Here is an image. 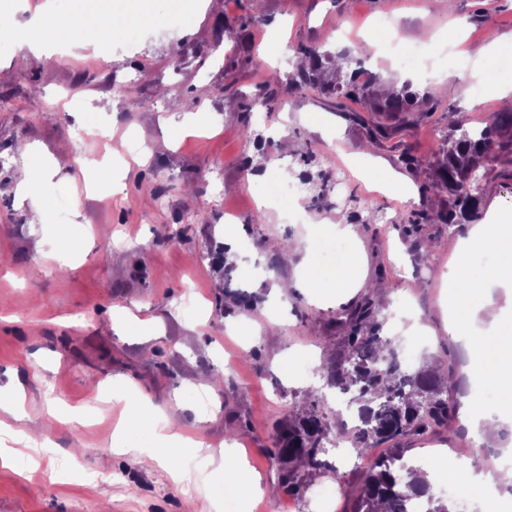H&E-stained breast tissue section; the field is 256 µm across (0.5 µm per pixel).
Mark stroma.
<instances>
[{
	"label": "stroma",
	"mask_w": 512,
	"mask_h": 512,
	"mask_svg": "<svg viewBox=\"0 0 512 512\" xmlns=\"http://www.w3.org/2000/svg\"><path fill=\"white\" fill-rule=\"evenodd\" d=\"M43 2L12 0L0 13L7 27L0 34V388L19 387L25 397L22 418L0 412V431L41 474L35 488L19 470L0 465V512H183L189 498L216 502L220 512H255L293 500L270 490L278 466L273 425L307 408L321 390L318 367L342 342L337 315L377 280L387 286L374 295L387 336H403L412 315L427 327L424 340L405 338L404 356L454 370L465 399L495 411L496 391L468 380L469 351L448 333L454 285L446 274L467 230L426 224L414 235L407 220L452 204L431 187L451 124H479L503 109L496 87L512 81V50L502 46L512 39V0H455L450 12L440 0H263L258 11L251 0H176L163 29L119 26L111 46H55L40 63L19 68L27 48L13 30ZM379 17L391 19L404 41L431 45L434 66L451 76L447 92L438 91L437 78L420 77V58L402 67L392 60L384 33L367 31ZM364 44L365 68L382 77L376 95L406 81L429 99L384 146L365 148V126L349 120L363 104L314 87L283 81L273 111H263L267 72L288 76L300 46L355 54ZM482 56L489 70L480 82L469 65ZM187 115L202 118V126L173 140V123ZM281 128L300 143L298 152H282ZM249 129L256 138L246 137ZM131 136L150 157L127 154ZM20 141L38 146L34 159L16 153ZM406 151L420 169L402 164ZM36 163L53 173L42 224L27 223L16 200L17 185ZM369 164L382 176L398 175L411 198L367 182L359 170ZM341 165L352 172L343 194L319 195L318 185ZM87 166L92 188L79 177ZM284 177L312 186L299 195L270 194V182ZM352 211L359 214L352 238L323 229ZM230 212L236 241L252 251L237 252L229 288L258 296L250 311L225 308L208 258ZM385 213L396 223H383ZM492 217L512 221V162L505 158L487 170L475 221ZM306 236L325 269L358 243L366 259L359 286L332 302L307 288L274 298L277 281L300 278L301 256L267 252V240ZM418 237L430 246L427 259L416 254ZM62 238L71 245L66 262L51 251ZM121 309L129 320L114 322ZM148 321L159 335H147ZM203 373L219 385L198 388ZM115 380L156 407L174 408L184 432L212 453L235 444L245 479L259 478L263 494L225 495L221 471L198 470L190 450L175 461L190 477L174 482L168 467L138 463L154 439L130 426L123 449L114 448L124 403L93 401L88 389ZM203 396L205 412L198 407ZM52 402L88 409L91 420L77 428L57 422L47 411ZM460 425L455 419L439 434L407 440L405 457L436 471L435 493L480 512L479 492L449 465L471 456L477 442ZM359 478L341 466L309 475L293 501L299 512H321L315 492L325 487L337 492L338 512H351Z\"/></svg>",
	"instance_id": "35a3bbf8"
}]
</instances>
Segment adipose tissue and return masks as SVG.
Instances as JSON below:
<instances>
[{"label": "adipose tissue", "mask_w": 512, "mask_h": 512, "mask_svg": "<svg viewBox=\"0 0 512 512\" xmlns=\"http://www.w3.org/2000/svg\"><path fill=\"white\" fill-rule=\"evenodd\" d=\"M86 31L90 32L96 45L107 46L112 42V23L58 14L51 0H46L26 29L30 41L29 54L35 59L42 58L54 45L74 41ZM50 176L49 165L42 164L30 168L17 187L19 205L26 208L31 223L45 221L48 203L40 192V186ZM488 248L498 254V262L491 267L473 265L472 254ZM456 252L458 262L448 275L458 280L461 287L448 319V332L469 344L472 355L467 369L471 379L495 387L499 395L498 413L511 417L512 316L497 315L485 326L477 324L476 317L486 307L489 288L512 286V225H474L468 236L458 242ZM362 263V251L353 247L333 271L325 273L315 260L312 246L308 245L302 251L303 275L299 284L305 288L320 289L323 297L331 298L342 289L352 287ZM125 401L130 410V421L138 429L154 434L157 440V453L143 456L142 464L160 465L169 455L193 447V440L185 436L169 411L153 407L146 395L130 392L126 394Z\"/></svg>", "instance_id": "obj_1"}]
</instances>
